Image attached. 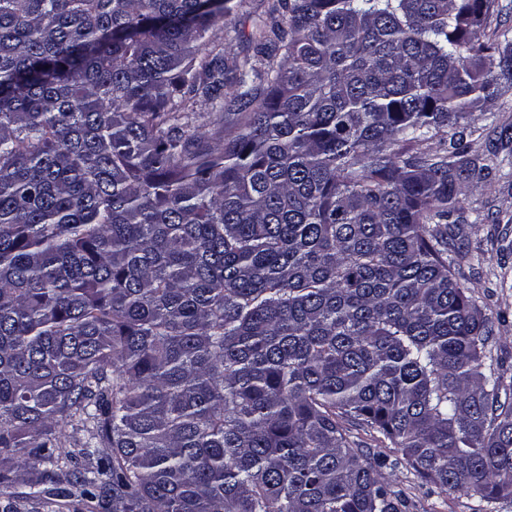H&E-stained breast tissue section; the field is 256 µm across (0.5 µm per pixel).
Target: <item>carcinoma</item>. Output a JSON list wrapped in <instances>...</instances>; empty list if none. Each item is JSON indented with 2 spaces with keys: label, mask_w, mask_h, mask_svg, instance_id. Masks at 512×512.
Returning <instances> with one entry per match:
<instances>
[{
  "label": "carcinoma",
  "mask_w": 512,
  "mask_h": 512,
  "mask_svg": "<svg viewBox=\"0 0 512 512\" xmlns=\"http://www.w3.org/2000/svg\"><path fill=\"white\" fill-rule=\"evenodd\" d=\"M235 7L0 0V488L406 512L355 424L512 499V376L448 260L490 176L468 120L512 89L502 4L269 0L231 54Z\"/></svg>",
  "instance_id": "carcinoma-1"
}]
</instances>
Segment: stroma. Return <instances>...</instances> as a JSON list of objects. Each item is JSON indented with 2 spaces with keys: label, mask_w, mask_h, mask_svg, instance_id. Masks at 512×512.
<instances>
[{
  "label": "stroma",
  "mask_w": 512,
  "mask_h": 512,
  "mask_svg": "<svg viewBox=\"0 0 512 512\" xmlns=\"http://www.w3.org/2000/svg\"><path fill=\"white\" fill-rule=\"evenodd\" d=\"M267 0H240L235 21L218 34V44L244 49L239 32H251ZM512 121V90L504 92L490 110L477 113L468 139L474 153L485 156L492 181L464 195L463 236L448 253L457 278L481 309L492 329V355L512 371V157L487 154L486 143L497 126ZM381 478L408 501L407 512H512V500L486 503L463 492L444 493L414 475L405 464L387 466Z\"/></svg>",
  "instance_id": "1"
}]
</instances>
